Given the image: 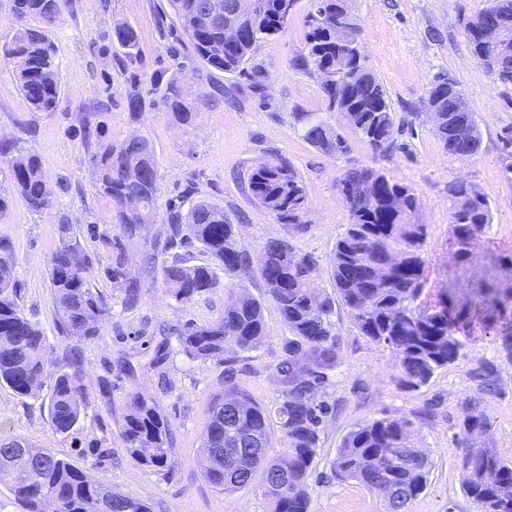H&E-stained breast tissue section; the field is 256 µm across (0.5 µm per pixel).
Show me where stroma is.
<instances>
[{
    "instance_id": "obj_1",
    "label": "stroma",
    "mask_w": 512,
    "mask_h": 512,
    "mask_svg": "<svg viewBox=\"0 0 512 512\" xmlns=\"http://www.w3.org/2000/svg\"><path fill=\"white\" fill-rule=\"evenodd\" d=\"M488 4L352 0L362 50L394 115V143L376 155L347 130V151L328 156L302 139L293 119L297 112H323L328 121L336 119L326 110L317 74L300 61L310 0H294L283 31L257 50L241 75L215 70L196 58L174 17L167 15V0H69L61 20L47 31L60 72L56 111H32L10 73L0 69V136L24 139L41 157L52 193L51 207L40 212L13 197L0 218V247L15 263L14 300L55 346L50 371L63 366L69 345L59 331L48 272L62 219L74 224L92 256L90 281L113 297L112 316L102 336L82 347L91 405L75 428L67 434L53 430L48 391L22 397L2 383L0 439L18 438L51 449L99 483L143 502L150 512H268L259 486L224 493L203 474L201 436L209 404L221 389L223 365L189 360L173 342L163 360L155 358L165 327L209 323L221 315L226 300L220 288L187 304L167 294L161 266L173 255L192 264L210 261L193 245L165 248L169 212L187 211L194 197L223 207L256 263L268 239H290L299 252L316 257L315 285L329 293L332 250L349 222L336 182L349 167L371 166L407 185L418 199L420 219L428 226L422 298L434 304L448 287L452 267L448 183L462 177L485 196L492 211L491 224L475 242L477 261L458 280L459 288L474 286L485 273L480 256L512 254V174L505 170L512 158L501 143L504 130L512 127V86L495 82L477 62L465 33L470 15ZM123 21L138 33V54L131 60L110 40L113 25ZM440 72L463 91L481 133L479 151L460 161L446 155L426 115L427 90ZM175 79L183 82L186 99L198 113L193 124L173 123L160 99L159 88ZM134 94L144 100L136 112L129 108ZM133 137L144 138L154 152L161 194L156 222L125 244L128 269L141 288L138 302L125 306L114 298L108 268L115 253L105 244L106 238L119 237L120 230L112 222L109 201L93 188L89 158L98 142L118 145ZM272 151L288 158L301 178L310 223H280L249 193V173ZM151 248L158 257L148 265L142 254ZM246 286L263 304L268 336L253 355L231 346L226 355L237 359L240 381L253 399L269 405L282 389L275 365L288 329L260 277L252 276ZM333 319L338 364L327 390L332 410L322 424L308 480L310 512H386L377 493L357 481L337 479L332 471L346 434L384 415L411 419L417 444L431 461L427 487L406 512H478L463 490L455 438L466 404L479 402L490 414L492 428L489 435L475 438V446L512 458V365L501 355L500 337L482 336L467 344L456 362L412 390L400 384L392 351L361 336L346 307L337 306ZM489 365L498 374L494 396L483 394L473 378ZM135 389L156 400L172 426V469L143 465L119 439L126 397Z\"/></svg>"
}]
</instances>
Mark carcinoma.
Returning a JSON list of instances; mask_svg holds the SVG:
<instances>
[{"label": "carcinoma", "mask_w": 512, "mask_h": 512, "mask_svg": "<svg viewBox=\"0 0 512 512\" xmlns=\"http://www.w3.org/2000/svg\"><path fill=\"white\" fill-rule=\"evenodd\" d=\"M69 0H11L18 29L0 49V68L7 69L31 107L56 110L60 86L55 50L45 32L56 25ZM206 0H168L180 28L197 57L226 73H244L258 47L282 32L288 23L280 0H259L251 16L241 22L242 34L231 46L224 43V27L206 19ZM492 21L509 39V50L493 52L478 30ZM36 25H31V22ZM302 63L322 78L321 89L330 112H339L345 126L375 152L394 142V122L386 91L367 60L341 55L360 41V27L350 0H312L306 16ZM465 30L474 57L507 86L512 84V0L492 5L468 19ZM112 41L134 57L137 33L128 23L112 27ZM163 104L172 121L190 124L196 111L183 97L182 84L168 83ZM427 107L437 111L434 131L448 157L461 160L475 154L481 133L470 112L459 111L450 93L428 88ZM303 139L325 154L347 151L339 129L308 112H296ZM0 162L7 165L11 195L40 211L51 203L41 157L20 138L0 139ZM95 189L112 205V223L124 237L134 239L154 221L160 183L152 148L141 138L119 146L100 143L91 157ZM253 198L283 224H304L307 195L294 167L273 154L249 174ZM336 191L348 200L350 223L336 240L332 255L334 289L317 294L312 287L316 262L301 254L287 238H271L263 246L259 269L267 295L276 304L290 336L275 366L283 386L268 406L256 402L240 384L239 370L224 357L233 342L250 353L267 336L262 303L247 294L243 277L251 274L250 254L241 247L236 225L224 208L204 199L191 202L186 215L170 224L169 246L197 243L212 260L190 265L179 256L164 264L167 291L182 303L219 287L217 271L224 273L229 294L224 312L214 321L187 323L168 329L179 351L192 360L225 365L223 391L209 406L202 434L205 478L216 489L232 493L260 481L269 512H309V471L320 447L321 426L329 414L325 400L328 371L336 366V305L347 307L361 335L391 349L397 359L399 381L409 389L427 385L434 374L454 363L471 336L460 337L461 327L482 317L481 332L500 336L504 347L512 340V256L490 259V267L508 276L503 287L484 282L447 301L428 305L421 300L425 284L424 246L427 225L419 220L418 202L410 188L368 166L348 168L336 182ZM451 248L462 263L472 258L474 239L491 223L487 199L463 178L448 183ZM119 256L109 268L123 301L138 300L139 285L130 276L120 241ZM49 276L52 304L60 332L72 342L64 368L51 374L48 362L54 345L19 308L12 297L14 261L0 256V384L20 396L33 397L49 387V414L54 429H73L90 406L85 385L87 371L78 358L79 346L102 336L111 316L107 297L90 287L92 259L74 233L73 224H59V244L51 253ZM474 378L483 390L496 389L492 366ZM486 411L465 409L461 446L463 488L481 512H512V459L490 448H475L467 437L491 431ZM280 433V451L273 454L272 431ZM119 433L126 451L142 464L170 468L172 427L156 404L138 391L128 393ZM412 420L384 415L351 430L338 448L333 471L342 480L353 479L380 494L387 512H405L422 493L431 464L414 443ZM11 477L13 492L24 512H149V507L72 467L47 448H33L17 439H0V476Z\"/></svg>", "instance_id": "cac0c4a2"}]
</instances>
